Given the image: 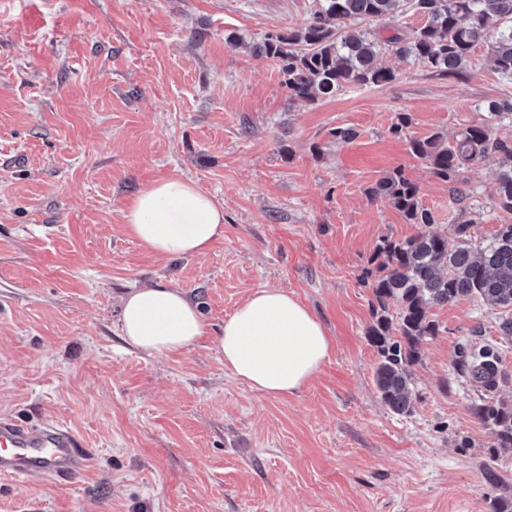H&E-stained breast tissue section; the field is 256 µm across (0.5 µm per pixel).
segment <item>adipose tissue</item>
I'll return each mask as SVG.
<instances>
[{
    "mask_svg": "<svg viewBox=\"0 0 512 512\" xmlns=\"http://www.w3.org/2000/svg\"><path fill=\"white\" fill-rule=\"evenodd\" d=\"M132 238L168 258H190L224 235V207L194 182L171 178L142 188L124 213ZM125 341L161 357L206 334L198 305L178 288H132L122 301ZM224 365L266 397L298 391L330 359L332 339L319 317L287 292L263 288L224 320L215 338Z\"/></svg>",
    "mask_w": 512,
    "mask_h": 512,
    "instance_id": "1",
    "label": "adipose tissue"
}]
</instances>
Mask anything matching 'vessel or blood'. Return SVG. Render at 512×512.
I'll list each match as a JSON object with an SVG mask.
<instances>
[{
	"instance_id": "obj_1",
	"label": "vessel or blood",
	"mask_w": 512,
	"mask_h": 512,
	"mask_svg": "<svg viewBox=\"0 0 512 512\" xmlns=\"http://www.w3.org/2000/svg\"><path fill=\"white\" fill-rule=\"evenodd\" d=\"M93 458L82 437L56 420L30 425L0 416V477L68 482L87 473Z\"/></svg>"
}]
</instances>
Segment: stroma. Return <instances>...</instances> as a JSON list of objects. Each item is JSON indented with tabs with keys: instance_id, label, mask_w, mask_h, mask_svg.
Instances as JSON below:
<instances>
[{
	"instance_id": "stroma-1",
	"label": "stroma",
	"mask_w": 512,
	"mask_h": 512,
	"mask_svg": "<svg viewBox=\"0 0 512 512\" xmlns=\"http://www.w3.org/2000/svg\"><path fill=\"white\" fill-rule=\"evenodd\" d=\"M313 0H0V414L51 417L95 457L73 483L0 480V512H489L512 500V448L472 407L512 400V339L470 297L436 306L440 333L411 368L414 411L393 414L374 382L363 271L382 238L419 227L367 191L403 169L435 231L489 240L498 156L450 184L394 137L454 142L489 101L512 99L490 28L463 74L383 57L397 78L290 100L251 47L296 28ZM235 36L239 47L226 39ZM358 136L334 144L329 131ZM188 178L224 205V235L201 255L162 258L129 236L145 186ZM162 281L210 332L254 291L308 306L333 342L294 394L265 397L225 368L208 337L163 358L129 346L120 299ZM497 347L492 390L456 370L462 341ZM495 454L497 485L483 463Z\"/></svg>"
}]
</instances>
